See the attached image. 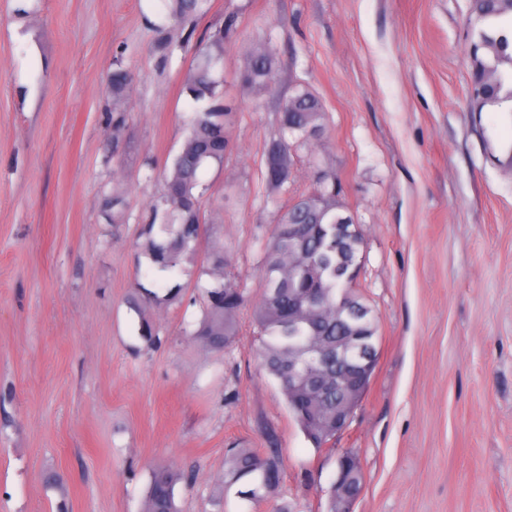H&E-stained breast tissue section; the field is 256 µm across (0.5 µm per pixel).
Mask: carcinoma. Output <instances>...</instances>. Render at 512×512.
<instances>
[{"mask_svg":"<svg viewBox=\"0 0 512 512\" xmlns=\"http://www.w3.org/2000/svg\"><path fill=\"white\" fill-rule=\"evenodd\" d=\"M174 19L203 17L210 0H162ZM234 20L206 32L195 49L185 81L186 93L205 106L194 112L179 152L158 194L141 216L136 246L148 262L149 271L172 274L184 268L199 253L201 239L221 223L224 199L214 197L210 184L202 181V168L224 165L234 145L229 136L232 113L224 101L222 63L224 41ZM471 86L468 109L480 113L486 107L512 102V0H469ZM271 34L250 39L247 65L240 75L246 89H260L274 79ZM135 73L115 63L109 83L112 88V157L119 155L120 133L126 124V92ZM326 112L319 97L300 84L284 96L277 124L267 137L261 161V181L266 198L288 188L295 166L294 155L314 148L325 130ZM314 191L295 201L272 226L261 249L258 271L261 295L255 305L260 367L288 396V364L307 370L310 359L303 338L324 336L360 343L366 353H378V320L372 307L353 288L351 273L361 268L362 238L351 214L336 199V177L320 163L312 172ZM108 223L125 224L128 215L117 191L103 198ZM304 224L307 233L297 243L288 239V225ZM307 269L308 275L288 284V267ZM224 247L211 245L206 269L213 279L200 300L202 317L196 327L183 330L203 350L221 355L237 335L236 318L247 302L244 290L226 281ZM311 296L310 317L288 313V287ZM184 286L176 283L164 295L148 292L146 301L157 305L179 298ZM307 439L317 449L336 440V433L319 434L307 421L308 404H288ZM264 448H233L224 459L221 486L224 496L249 503L255 512L263 502L279 494L284 456L276 432L265 429ZM178 474L158 465L152 469L145 512H179L175 503Z\"/></svg>","mask_w":512,"mask_h":512,"instance_id":"1","label":"carcinoma"}]
</instances>
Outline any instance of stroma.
Returning <instances> with one entry per match:
<instances>
[{"label": "stroma", "mask_w": 512, "mask_h": 512, "mask_svg": "<svg viewBox=\"0 0 512 512\" xmlns=\"http://www.w3.org/2000/svg\"><path fill=\"white\" fill-rule=\"evenodd\" d=\"M468 0H211L173 21L160 0H0V512H144L154 466L194 473L181 512H207L231 443L285 450L281 499L327 512L337 451L364 484L352 512H512V171L482 145L494 108H466ZM234 18L224 99L235 144L205 181L228 198L216 225L249 300L224 354L182 335V299L138 334L136 224L199 105L185 92L188 35ZM173 53L162 57L155 26ZM272 29L276 80L242 91L243 40ZM131 68L113 160V63ZM326 112L300 152L289 204L325 158L362 237L356 288L378 318V360L335 448H313L276 380L256 367L260 248L280 215L260 159L295 84ZM128 223L102 199L112 170Z\"/></svg>", "instance_id": "1"}]
</instances>
